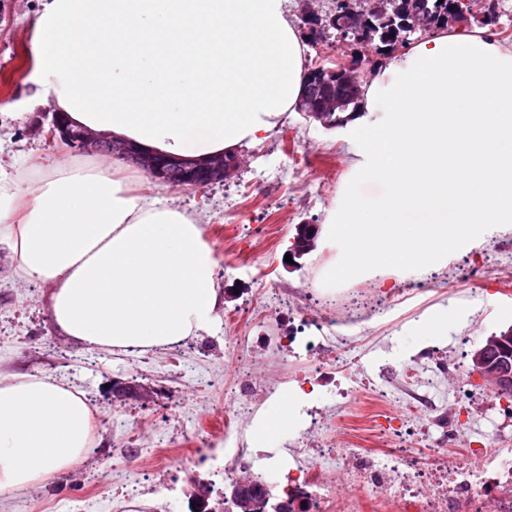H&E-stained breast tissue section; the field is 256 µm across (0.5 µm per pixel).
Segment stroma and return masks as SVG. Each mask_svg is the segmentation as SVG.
<instances>
[{
  "instance_id": "1",
  "label": "stroma",
  "mask_w": 512,
  "mask_h": 512,
  "mask_svg": "<svg viewBox=\"0 0 512 512\" xmlns=\"http://www.w3.org/2000/svg\"><path fill=\"white\" fill-rule=\"evenodd\" d=\"M492 20L474 14L449 29L462 28L512 47V0H494ZM44 0H0V179L15 181L46 171L68 158L91 162L88 153L48 142L40 130L52 109L36 97L31 37ZM308 63L350 60L370 77L381 58L372 44L345 45L335 34L308 44ZM363 151L346 143L339 131L307 123L302 113L289 114L261 144L242 150L243 163L232 179L204 190L157 185V197L175 201L201 216L204 239L218 258L216 283L224 297L222 314L187 343L167 351L140 355L89 351L60 336L49 309L47 287L11 277L12 260L0 248V376L44 373L82 391L96 408L94 445L74 473L58 474L40 488L0 494V512H117L110 493L129 483V463L151 470L153 449H169L175 471L191 491L208 474L199 468L194 448L205 421L217 419L225 393L241 374L259 383L276 384L277 395L293 392L298 374L294 358L269 353L225 355V313H234L240 335H251L269 321L274 288L324 289L326 266L344 260L341 247L318 239L298 261L284 265L296 225L323 224L342 190L365 197L377 185L355 182L351 168ZM512 262V226L492 224L477 237L471 251L449 256L440 268L425 272H363L337 282L338 297L329 319L337 335L356 348L350 371L361 374L376 365L396 376L405 358L436 346L455 370L441 379L449 400L459 402L463 439L449 443V455L468 445L512 444V427L503 425L495 392L473 374L470 355L488 336L512 326V284L499 283L498 272ZM484 270L479 294L463 281L465 271ZM447 310L448 325L439 333L421 328L423 319ZM133 378L160 391L144 404L113 400L108 389L116 379ZM378 397L362 392L336 409V425L324 432L325 443L346 440L376 447L372 416Z\"/></svg>"
}]
</instances>
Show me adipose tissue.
Listing matches in <instances>:
<instances>
[{"label": "adipose tissue", "instance_id": "1", "mask_svg": "<svg viewBox=\"0 0 512 512\" xmlns=\"http://www.w3.org/2000/svg\"><path fill=\"white\" fill-rule=\"evenodd\" d=\"M288 0H46L32 36L44 102L147 150L203 159L265 140L303 93L307 46ZM347 138L365 153L324 234L338 281L440 267L483 226L512 224V48L460 30L418 41L363 87ZM116 162L0 181V244L16 278L50 286L56 331L89 351L141 354L199 336L223 299L196 218L133 189ZM95 409L46 374L0 380V493L74 469Z\"/></svg>", "mask_w": 512, "mask_h": 512}]
</instances>
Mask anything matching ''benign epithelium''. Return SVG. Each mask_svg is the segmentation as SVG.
I'll list each match as a JSON object with an SVG mask.
<instances>
[{"instance_id":"obj_1","label":"benign epithelium","mask_w":512,"mask_h":512,"mask_svg":"<svg viewBox=\"0 0 512 512\" xmlns=\"http://www.w3.org/2000/svg\"><path fill=\"white\" fill-rule=\"evenodd\" d=\"M437 14L432 0H336L334 9L326 15L307 9L304 16L308 32L317 39L334 29L343 42H381V54L395 52L402 47L406 35L403 30L432 28L431 18ZM363 76L354 65L336 62L331 66L318 63L307 69L304 92L298 111L305 119L325 130L343 126L331 119L332 113L342 112L353 103L359 107ZM47 136L80 152L107 151L109 138L94 135L86 129H74L64 117L54 113ZM136 166L146 169L148 176L162 184L176 183L185 187H206L233 178L239 170L235 154H220L206 160H192L172 155H158L128 147ZM319 228L315 224H298L294 241L298 245L290 251L291 258L304 256L315 247ZM473 373L496 394L512 390V336H490L472 353ZM155 389L133 381H116L112 396L116 399L132 397L144 403L154 399ZM232 502L241 512H255L260 498L253 495V485L235 483L230 489Z\"/></svg>"}]
</instances>
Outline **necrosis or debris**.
<instances>
[{"label": "necrosis or debris", "mask_w": 512, "mask_h": 512, "mask_svg": "<svg viewBox=\"0 0 512 512\" xmlns=\"http://www.w3.org/2000/svg\"><path fill=\"white\" fill-rule=\"evenodd\" d=\"M242 349L258 346L290 352L306 364L302 380L314 386L315 396L298 409L303 421L287 451L286 463H277V450H250L244 431L225 425L220 441L198 450L200 462L210 464L208 498H196L197 512H209L220 498V481H259L265 490L263 512H512V448H471L456 459L442 451L456 439L462 426L448 406L447 393L434 377L424 374L427 354L409 358L392 390H380L373 377L350 380L329 372L330 349L320 337L300 342L293 336L268 338L265 331L235 337ZM377 390L379 397L403 406L408 419L419 423L420 434L431 441L421 448H335L320 443L327 412L355 398L358 390ZM347 474L355 493H337L332 473Z\"/></svg>", "instance_id": "necrosis-or-debris-1"}]
</instances>
